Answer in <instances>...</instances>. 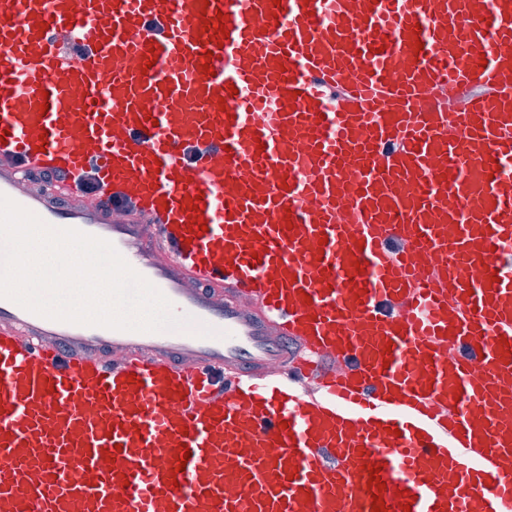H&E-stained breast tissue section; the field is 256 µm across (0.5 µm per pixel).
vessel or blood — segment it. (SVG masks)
<instances>
[{
	"label": "vessel or blood",
	"mask_w": 512,
	"mask_h": 512,
	"mask_svg": "<svg viewBox=\"0 0 512 512\" xmlns=\"http://www.w3.org/2000/svg\"><path fill=\"white\" fill-rule=\"evenodd\" d=\"M1 130L219 335L0 298V512H512V0H0Z\"/></svg>",
	"instance_id": "1"
}]
</instances>
